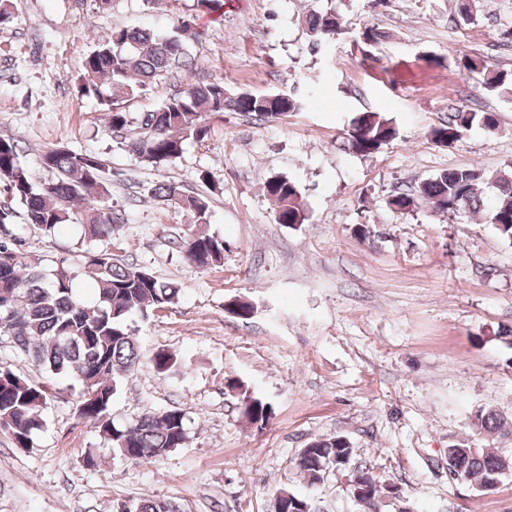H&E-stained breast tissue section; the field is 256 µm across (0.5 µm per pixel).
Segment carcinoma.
<instances>
[{
	"instance_id": "1",
	"label": "carcinoma",
	"mask_w": 512,
	"mask_h": 512,
	"mask_svg": "<svg viewBox=\"0 0 512 512\" xmlns=\"http://www.w3.org/2000/svg\"><path fill=\"white\" fill-rule=\"evenodd\" d=\"M476 20L472 6L464 2L452 18L459 28ZM303 24L312 44L319 46L335 38L340 21L333 10L309 11ZM191 26H176L173 34L159 36L145 28L115 27L96 36L94 47L83 57L77 81L78 93L97 99L105 112V130L135 155L141 163L158 169L184 152L192 140L205 141L211 123L226 112H240L258 123H269L301 110L302 101L284 93L231 92L221 82L191 84L156 108L135 119L123 103L142 94L173 66L186 61ZM458 66L488 92L512 95V73L494 71L480 61L463 56ZM479 122L498 128L492 112L458 108L448 121L430 130L435 143L454 145L465 131ZM348 148L368 157L396 136L393 123L378 112H364L354 121ZM43 170L52 174L38 180L20 161L15 138L0 136V183L10 202L0 204V334L43 371L54 375L72 373L81 388L78 416L97 429L115 454L137 463L156 461L188 441L184 414L178 409L147 413L128 425H117L110 416L112 397L122 380L141 363V353L129 324L132 315L144 318L176 303L180 288L161 281L146 268L122 262L105 250L87 252L78 267L60 264L45 274L24 263L17 245L24 241L19 231L18 211L24 209V225L44 235L75 220L81 221L89 240L112 239L124 223L123 215L102 204L112 188V168L100 156L75 152L62 146L40 155ZM263 192L276 203L279 224H303L306 209L297 184L284 176L263 182ZM152 196L167 206L204 217L209 209L205 195H189L171 181H161ZM427 203L443 215L485 212L488 222L504 238L512 239V173H489L479 167L444 170L424 182L419 197L398 192L389 200L402 215ZM192 265L207 269L224 260V239L196 230L175 241ZM91 281L97 291L94 304L78 293L79 279ZM175 364L173 356L158 350L151 365L158 373ZM247 421L259 428L271 418L272 405L263 398L242 393ZM46 393L43 387L0 364V431L8 433L19 448L32 447L34 435L44 426ZM478 434L512 435V418L489 408L476 415ZM354 448L342 436L316 438L300 449L295 469L310 485L321 482L329 470L351 471L349 489L363 482L374 485L377 477L367 468L350 470ZM448 471L467 481L478 492L497 487L512 474V454L490 445L477 448L451 444ZM126 512H180L172 501L140 499Z\"/></svg>"
}]
</instances>
